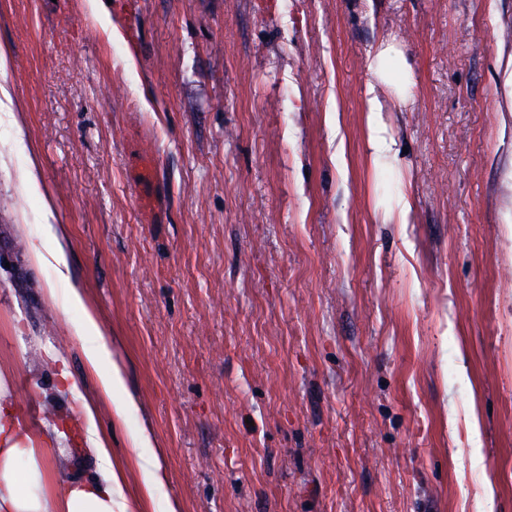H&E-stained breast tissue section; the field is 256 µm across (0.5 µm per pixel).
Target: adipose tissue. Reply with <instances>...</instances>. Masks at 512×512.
I'll return each instance as SVG.
<instances>
[{
	"instance_id": "ef3b65f1",
	"label": "adipose tissue",
	"mask_w": 512,
	"mask_h": 512,
	"mask_svg": "<svg viewBox=\"0 0 512 512\" xmlns=\"http://www.w3.org/2000/svg\"><path fill=\"white\" fill-rule=\"evenodd\" d=\"M372 80L367 87V129L374 143H381L379 116L390 101L407 103L411 98L412 70L400 45L391 38L380 39L369 58ZM70 304L83 317L73 334L83 342L88 370L98 380L100 396L112 400L116 419H123L131 400H115L124 386L122 371L112 359V346L100 331L96 317L88 311L79 290H71ZM97 406L83 403L71 423L34 428L20 417L10 385L0 376V512H144L146 499L162 485L165 474L159 458L135 456L132 461L112 458L109 438L96 429ZM84 425L89 455L97 474L88 479H69L60 464H50L45 449L68 437L71 425ZM143 476L140 500L129 502L122 485L128 466Z\"/></svg>"
}]
</instances>
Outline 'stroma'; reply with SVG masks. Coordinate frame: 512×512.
<instances>
[{
	"instance_id": "1",
	"label": "stroma",
	"mask_w": 512,
	"mask_h": 512,
	"mask_svg": "<svg viewBox=\"0 0 512 512\" xmlns=\"http://www.w3.org/2000/svg\"><path fill=\"white\" fill-rule=\"evenodd\" d=\"M138 2L107 39L89 0H0L19 406L97 397L76 287L137 402L98 407L113 457L164 453L147 512H512V0ZM386 35L414 87L380 152ZM368 69L372 82L368 84L365 100L367 129L371 141L380 144V112H388L389 101L406 104L411 99L412 70L400 45L393 39L381 38L369 57ZM387 90L392 99L378 89Z\"/></svg>"
}]
</instances>
